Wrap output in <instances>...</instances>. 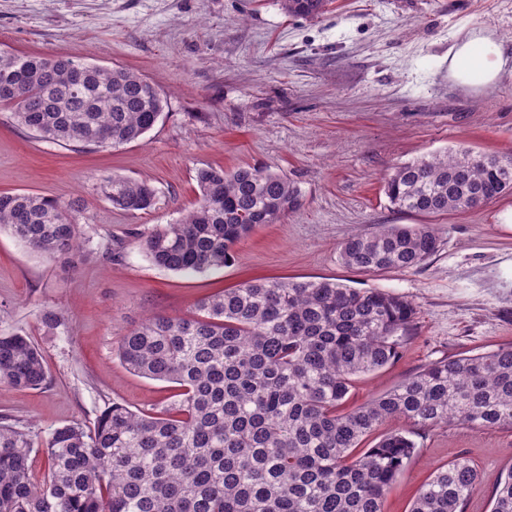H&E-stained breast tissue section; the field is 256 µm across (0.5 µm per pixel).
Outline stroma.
Listing matches in <instances>:
<instances>
[{
    "label": "stroma",
    "instance_id": "35a3bbf8",
    "mask_svg": "<svg viewBox=\"0 0 512 512\" xmlns=\"http://www.w3.org/2000/svg\"><path fill=\"white\" fill-rule=\"evenodd\" d=\"M477 26L512 44V0H335L315 20L288 16L280 0H0V48L129 68L167 100L143 140L107 150L37 140L0 112V193L81 199L91 237L90 256L70 267L0 232V329L30 336L49 372L42 389L0 384V414L45 434L93 424L115 402L160 409L174 385L128 371L116 354L122 336L148 314L189 315L199 298L254 278L329 279L415 304L398 358L355 380L350 408L427 364L512 346V193L423 215L391 209L383 192L393 167L424 154L512 158V66L488 87L448 78L449 49ZM242 165L287 176L300 207L238 242L223 270L154 265L140 236L193 205L196 169ZM105 174L151 183L154 208H113L96 189ZM384 224L433 225L437 252L409 269L347 267L341 244ZM46 308L69 315L57 332L39 322ZM395 430L416 452L383 512H410L421 485L459 457L486 478L463 512H490L492 481L512 468V429L397 419L380 428Z\"/></svg>",
    "mask_w": 512,
    "mask_h": 512
}]
</instances>
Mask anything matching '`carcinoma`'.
Returning <instances> with one entry per match:
<instances>
[{
	"instance_id": "obj_1",
	"label": "carcinoma",
	"mask_w": 512,
	"mask_h": 512,
	"mask_svg": "<svg viewBox=\"0 0 512 512\" xmlns=\"http://www.w3.org/2000/svg\"><path fill=\"white\" fill-rule=\"evenodd\" d=\"M333 0H281L289 15L318 19ZM165 99L139 74L70 58L0 52V109L40 140L115 149L159 121ZM198 200L181 218L142 236L156 266L197 275L224 268L234 246L300 206L288 178L263 166L196 169ZM113 207L151 209L149 183L100 178ZM512 192V159L468 149L424 155L385 179L390 206L416 214L474 208ZM80 201L0 193V230L32 252L73 265L89 238ZM429 224H391L343 242V263L362 272L407 269L436 251ZM415 315L413 303L328 279L245 281L195 304L192 314H150L121 338L130 372L173 383L176 399L155 412L114 402L89 427L42 436L0 416V512H382L383 497L416 446L391 432L361 444L387 419L420 428L464 423L512 428V346L443 359L396 388L345 408L355 379L393 363ZM54 331L65 313L47 308ZM43 355L25 334L0 330V383L37 389ZM41 452L47 476L33 483ZM484 483L470 461L437 469L410 512H462ZM491 512H512V468L493 483Z\"/></svg>"
}]
</instances>
